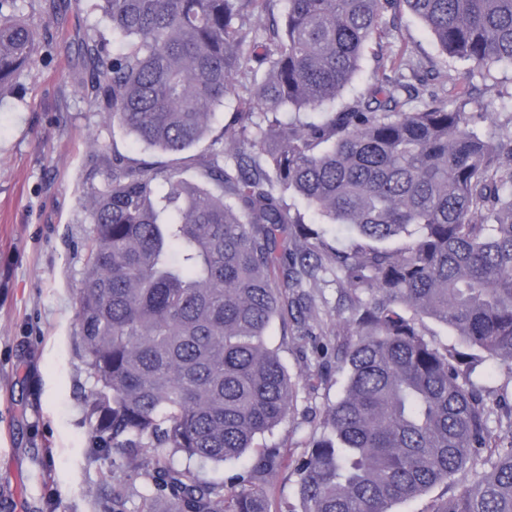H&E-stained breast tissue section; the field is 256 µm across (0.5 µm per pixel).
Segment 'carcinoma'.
Here are the masks:
<instances>
[{
  "label": "carcinoma",
  "mask_w": 512,
  "mask_h": 512,
  "mask_svg": "<svg viewBox=\"0 0 512 512\" xmlns=\"http://www.w3.org/2000/svg\"><path fill=\"white\" fill-rule=\"evenodd\" d=\"M21 0H0V86L43 48ZM122 43L85 34L90 102L168 162L106 161L92 195L87 269L77 298L80 346L94 388L92 445L119 448L132 470L144 449L140 512L273 510L266 483L279 449L260 451L231 484L197 465L245 457L290 415L299 381L267 340L270 323L310 319L322 275L351 288L343 396L295 468L301 512H390L443 484L430 512H512V401H491L474 377L512 360V134H486L468 112L470 78L448 101L405 83L411 63L319 123L280 114L342 96L386 14L407 9L442 54L485 72L512 62V0H95ZM262 79H257V76ZM233 96L221 136L194 159L211 118ZM302 200L358 239L335 249L284 199ZM399 241L392 248L387 243ZM459 345L427 339L424 319ZM472 486L455 487L467 467Z\"/></svg>",
  "instance_id": "carcinoma-1"
}]
</instances>
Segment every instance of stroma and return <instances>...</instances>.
<instances>
[{"label":"stroma","instance_id":"stroma-1","mask_svg":"<svg viewBox=\"0 0 512 512\" xmlns=\"http://www.w3.org/2000/svg\"><path fill=\"white\" fill-rule=\"evenodd\" d=\"M56 9H49V2ZM23 13L48 24L49 55L0 92V512H103L104 478L124 488L118 512H137L145 474L130 476L118 449L91 447L86 399L94 382L79 348L77 292L92 227L89 202L104 187L103 157L119 153L163 161L90 104V66L80 49L98 25L92 0H22ZM427 90L447 98L464 74L483 88L482 105L499 110L512 93V64L491 77L443 55L423 23L401 11L392 30ZM346 282L326 274L316 289L314 335L273 323L270 344L300 387L293 419L255 441L279 447L289 468L268 480L276 506L298 512L293 463L322 430L323 411L342 395L346 376L336 349L355 339Z\"/></svg>","mask_w":512,"mask_h":512}]
</instances>
